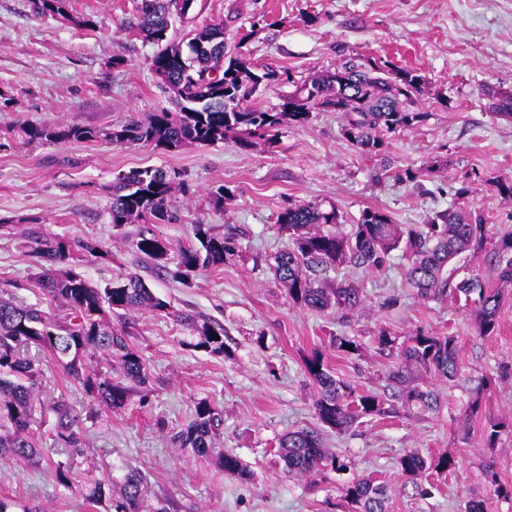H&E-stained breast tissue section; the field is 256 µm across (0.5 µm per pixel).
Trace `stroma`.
Wrapping results in <instances>:
<instances>
[{"label": "stroma", "instance_id": "1", "mask_svg": "<svg viewBox=\"0 0 512 512\" xmlns=\"http://www.w3.org/2000/svg\"><path fill=\"white\" fill-rule=\"evenodd\" d=\"M135 7L136 0H69L65 21L38 14L33 0H0V296L59 314L36 284L24 247L23 229L38 224L51 238L101 243L103 256L85 257L79 266L92 283L135 274L174 313L223 324L231 355L190 347L191 327L172 316L131 312L128 342L143 356L148 380L129 382L131 402L122 409L100 405L42 355L32 428L43 459L36 468L0 460V497L44 512H107L89 504L86 484L99 480L116 491L135 470L147 485L139 512H340L344 476L287 478L277 456L280 436L317 423L316 388L304 362L322 354L356 390L389 395L398 359L378 350L376 336L385 329L403 340L423 330L457 339V381L416 373L439 394V410L402 407L363 418L346 434L329 436L327 448L346 457L352 475L384 485L388 512H464L474 496L486 499L488 512H512V498L494 495L482 474L492 465L499 482L512 486V283H500L468 257L501 293L496 328L486 335L462 303L419 298L406 285L398 256L380 271H347L363 301L343 312L295 305L264 264L288 245L273 216L290 203L335 206L346 232L366 209L384 211L398 224L426 223L458 206L463 187L469 205L493 223L512 224V195L497 187L512 180V118L489 108L490 96H512V0H196L185 18L174 19L179 33L223 23L228 45L248 36L254 63L288 71L290 82L259 96L265 108L355 54L417 70L423 78L418 108L426 118L389 135L380 159H362L342 137L338 115L323 111L284 127L277 143L260 140L247 150L230 141L173 151L102 139L19 143L18 129L28 123L107 130L129 115L171 108L148 65L153 45L128 28ZM118 56L127 66L113 67ZM434 158L443 165L422 188L395 179V170ZM385 159L392 171L377 175ZM145 167L193 186V194L172 198L182 221L130 224L116 234L106 187L116 174ZM221 185L231 197L219 211L209 192ZM195 221L218 234L230 225L243 228L242 256L197 272L185 286L132 245L146 229L178 252ZM392 295L400 303L386 307ZM334 335L353 337L358 355L331 348ZM202 400L221 411L224 425L207 455L198 456L175 447L171 437ZM60 403L78 417L86 437L82 455L66 457L54 441L53 408ZM496 422L503 428L487 440L484 431ZM409 451L428 459L445 454L456 466L430 471L424 482L432 490L422 497L397 466ZM227 452L252 471L251 481L224 471ZM62 460L71 478L66 487L55 478Z\"/></svg>", "mask_w": 512, "mask_h": 512}]
</instances>
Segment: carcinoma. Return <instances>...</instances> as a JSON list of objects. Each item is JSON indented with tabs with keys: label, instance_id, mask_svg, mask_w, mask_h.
Listing matches in <instances>:
<instances>
[{
	"label": "carcinoma",
	"instance_id": "obj_1",
	"mask_svg": "<svg viewBox=\"0 0 512 512\" xmlns=\"http://www.w3.org/2000/svg\"><path fill=\"white\" fill-rule=\"evenodd\" d=\"M195 0H139V16L133 29L143 40L158 46L149 67L159 87L173 94L180 111L162 109L145 119L135 115L107 131L79 124H29L22 129L27 141L85 142L102 138L114 145L152 144L170 151L185 144L210 146L232 140L240 148L253 139L274 140L288 125H302L316 110L336 112L342 119L341 134L365 157L384 151L385 136L410 128L425 118L415 108L422 77L414 69L377 59L350 58L333 70L295 86L275 108L252 104L251 98L263 88L290 81L287 71L257 66L249 55L227 53L224 25L209 23L195 28L184 41L169 38L172 14H187ZM39 13L70 19L68 0H35ZM441 161L432 160L420 168L396 172L398 178L420 185L421 178L434 173ZM173 181L160 168H141L118 174L109 187L112 198V228L122 229L138 221L181 222L172 207ZM339 223L336 207L328 210L317 203L289 204L278 211L276 224L289 235L288 248L273 256L269 269L288 291V298L301 306L324 311L351 310L362 302L360 290L345 279H332L331 270L342 268L381 270L392 252L401 251L407 260L406 282L423 299L448 296L464 299L481 318L484 334L493 332L500 305L499 290L490 288L473 269L459 274V258L466 252L482 254V263L496 272L503 283H512V227L488 223L484 214L469 206L441 211L427 224H396L384 212L367 209L360 213L348 233L335 229ZM195 243L179 251L173 280L189 284L193 273L224 265L239 252V234L229 228L216 234L210 224L191 225ZM39 272L38 285L65 308L58 319L35 305L0 297V457L19 459L37 466L41 457L30 435L32 404L39 392L40 361L31 349L48 352L61 362L67 373L97 401L111 409L128 405L130 391L112 379L118 371L125 378L143 383L147 367L140 352L130 347L128 332L112 326L111 314L123 319L131 311L148 310L177 322L194 325L187 314L171 311V305L155 296L135 274L103 288L91 284L73 269L82 251L92 256L102 251L101 243L82 241L75 245L64 239L51 240L36 226L26 229ZM136 249L150 259L167 261L168 247L156 235L139 234ZM188 345L214 356H229L224 343V326L204 324ZM334 349L347 356L359 352L350 336H333ZM379 350L395 354L400 366L389 374L401 404L422 412H434L439 394L411 384L406 367L418 365L453 382L459 374L455 337L435 336L421 330L397 342L386 331L377 336ZM305 369L316 387L314 409L318 426L289 431L278 440L282 472L287 476L326 473L342 474L349 465L338 454L325 450V429L348 432L360 419L393 414L395 406L384 407L375 392L358 393L336 378L322 356L315 354ZM55 436L72 453L83 449L81 431L75 428L73 409L60 404L56 409ZM223 425V416L205 401L195 405L193 418L173 436L175 445L204 455ZM402 474L421 479L431 468L448 470L455 461L445 455L429 463L417 452L398 460ZM224 471L243 481L250 470L239 458L224 454ZM144 483L135 471L123 478V492L111 500L113 512H136ZM347 512H387L386 489L369 479L345 484Z\"/></svg>",
	"mask_w": 512,
	"mask_h": 512
}]
</instances>
